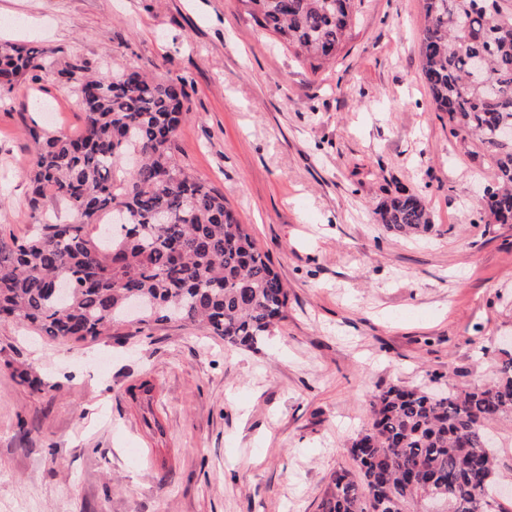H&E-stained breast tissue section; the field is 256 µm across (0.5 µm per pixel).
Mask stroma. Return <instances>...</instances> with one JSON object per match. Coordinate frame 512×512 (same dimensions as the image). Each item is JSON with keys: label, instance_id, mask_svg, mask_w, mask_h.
Segmentation results:
<instances>
[{"label": "stroma", "instance_id": "1", "mask_svg": "<svg viewBox=\"0 0 512 512\" xmlns=\"http://www.w3.org/2000/svg\"><path fill=\"white\" fill-rule=\"evenodd\" d=\"M422 25V0H362L314 74L238 0H0V41L40 45L58 69L186 80L176 158L289 291L256 350L178 323L61 343L0 322V512H316L373 394L494 380L512 357V224L489 223L490 173L434 108ZM77 101L56 72L0 99V242L33 226L26 123L78 132ZM402 189L426 202L430 233L377 223ZM146 379L157 391L139 407ZM491 434L512 504V417Z\"/></svg>", "mask_w": 512, "mask_h": 512}]
</instances>
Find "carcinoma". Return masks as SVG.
Segmentation results:
<instances>
[{"mask_svg": "<svg viewBox=\"0 0 512 512\" xmlns=\"http://www.w3.org/2000/svg\"><path fill=\"white\" fill-rule=\"evenodd\" d=\"M247 20L314 72L336 59L356 24L355 0H240ZM421 76L450 133L474 139L467 155L487 166L493 184L483 208L512 224V0H423ZM35 44L0 43V96L51 71ZM77 86L84 114L78 134L27 126L32 145L30 235L0 250V321L33 326L52 341L95 340L126 322L203 326L224 344L250 349L288 313L289 294L247 227L207 182L176 159V133L188 112L181 80L140 67L110 75L84 65L57 70ZM55 199L74 222L41 210ZM124 214L119 236L89 227ZM379 223L402 235L431 231L415 194L387 197ZM69 284L59 300L51 288ZM371 425L348 446L352 468L330 475L318 512H459L484 496L496 502L490 425L512 416V357L490 385L433 393L392 385L374 396Z\"/></svg>", "mask_w": 512, "mask_h": 512, "instance_id": "cac0c4a2", "label": "carcinoma"}]
</instances>
